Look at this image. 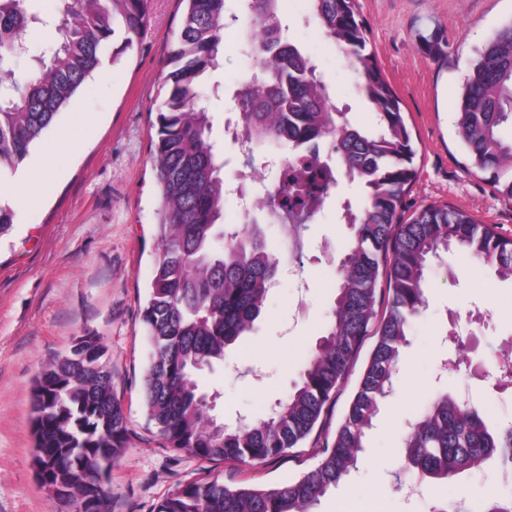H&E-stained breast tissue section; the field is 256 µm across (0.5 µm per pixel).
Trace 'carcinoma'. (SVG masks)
<instances>
[{"instance_id":"obj_1","label":"carcinoma","mask_w":512,"mask_h":512,"mask_svg":"<svg viewBox=\"0 0 512 512\" xmlns=\"http://www.w3.org/2000/svg\"><path fill=\"white\" fill-rule=\"evenodd\" d=\"M46 19L34 0H0V64L20 54L29 28L54 37L37 72L20 84L0 74V170H17L97 72L105 46L122 36L112 59L133 49L150 0H61ZM283 0H241V42L261 58L237 90L241 123L254 151H319L328 144L329 191L299 213L282 211L278 186L258 208L301 228L321 212L340 179L358 182L364 202L344 207L351 236L339 261L327 334L307 354L288 395L272 413L230 426L212 414L197 373L224 361L226 349L253 330L280 260L259 228L224 224V154L202 104L224 47V0H186L168 55L170 71L156 112L150 155L158 188L157 248L149 298L141 311L151 347L143 399L166 447L210 461L263 463L297 447L314 430L366 341L375 339L344 421L318 464L285 485L227 486L197 478L164 496L157 512H313L356 468L367 431L392 391L411 320L426 305L431 259L458 250L512 280V238L468 212L426 205L404 217L417 175L416 151L402 103L369 48L355 0H309V21L355 66L358 89L374 109L369 128L332 105L318 66L287 37ZM458 133L473 166L512 198V24L484 47L457 103ZM100 337L82 336L36 379L33 466L50 497L72 512H109L106 483L126 441V416L112 391ZM404 465L424 481L445 482L496 460L512 467V424L489 430L476 407L460 408L437 391L406 433Z\"/></svg>"}]
</instances>
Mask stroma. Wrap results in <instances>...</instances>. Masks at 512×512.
Here are the masks:
<instances>
[{"label": "stroma", "instance_id": "stroma-1", "mask_svg": "<svg viewBox=\"0 0 512 512\" xmlns=\"http://www.w3.org/2000/svg\"><path fill=\"white\" fill-rule=\"evenodd\" d=\"M289 37L318 65L338 105L371 125V105L360 95L348 59L307 25L308 0H285ZM183 0H151L150 19L134 49L104 58L107 84L90 79L33 150L26 166L64 136L56 171L35 192L0 172V202L14 210L10 234L0 237V512H70L50 499L32 467V386L38 372L95 335L107 348L112 389L127 420V439L112 464V512H153L179 484L205 476L234 486L245 481L276 487L299 478L320 460L355 393L368 351H361L313 433L284 456L264 464L213 462L167 448L149 424L142 400L151 348L140 312L148 297L157 246V192L149 155L151 124L162 100L168 53L179 30ZM369 46L402 102L417 150V177L407 211L428 204L465 210L512 238V200L496 193L473 167L458 135L455 104L484 45L512 22V0H357ZM257 69L254 57L225 44L208 98L213 133L223 137L224 107ZM363 190L341 183L338 195L300 229L302 267L309 285L304 314L292 320L294 283L281 276L254 328L225 356L200 371L203 392L216 395L224 422L266 417L289 392L311 348L324 335L335 297L340 247L349 237L344 203L360 206ZM427 303L413 318L400 351L393 390L367 432L365 450L345 480L314 512H434L444 504L484 512L504 491L497 469L459 474L434 486L429 503L408 498L399 484L406 420L418 416L436 389H469L490 426L512 422V383L480 379L478 364L512 353V281L456 252L432 265Z\"/></svg>", "mask_w": 512, "mask_h": 512}]
</instances>
